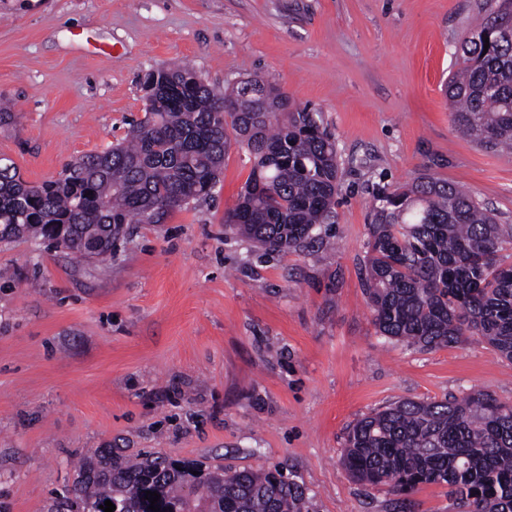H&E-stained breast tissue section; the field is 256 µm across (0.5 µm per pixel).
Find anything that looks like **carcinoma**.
<instances>
[{
    "label": "carcinoma",
    "instance_id": "cac0c4a2",
    "mask_svg": "<svg viewBox=\"0 0 512 512\" xmlns=\"http://www.w3.org/2000/svg\"><path fill=\"white\" fill-rule=\"evenodd\" d=\"M489 48H484V44ZM445 85L454 122L491 151L512 150V0H482L460 40ZM145 114L122 140L67 164L39 184L0 159V241L26 231L64 235L66 251L112 253L128 224H157L211 195L230 147L252 161L224 223L268 252L302 248L321 224L336 223L340 168L321 114L253 76L231 89L188 69L164 67L142 79ZM365 292L379 332L422 349L478 336L512 361V264L498 254L512 226L496 223L471 193L421 175L374 195ZM342 463L357 480L405 495L445 484L461 512H512V404L487 390L461 399L403 401L349 428ZM310 512L306 489L283 469H204L143 455L125 463L99 448L51 512Z\"/></svg>",
    "mask_w": 512,
    "mask_h": 512
}]
</instances>
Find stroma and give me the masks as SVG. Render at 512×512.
Listing matches in <instances>:
<instances>
[{"label": "stroma", "mask_w": 512, "mask_h": 512, "mask_svg": "<svg viewBox=\"0 0 512 512\" xmlns=\"http://www.w3.org/2000/svg\"><path fill=\"white\" fill-rule=\"evenodd\" d=\"M479 0H0V158L58 177L144 116L165 66L227 87L264 75L321 112L342 169L335 248L264 253L224 226L251 170L238 144L209 199L130 224L111 259L0 242V512H49L98 448L232 470L283 467L313 512H393L353 479L348 426L476 388L512 402L482 339L381 336L361 277L372 194L426 174L512 224V152L456 133L444 84Z\"/></svg>", "instance_id": "35a3bbf8"}]
</instances>
